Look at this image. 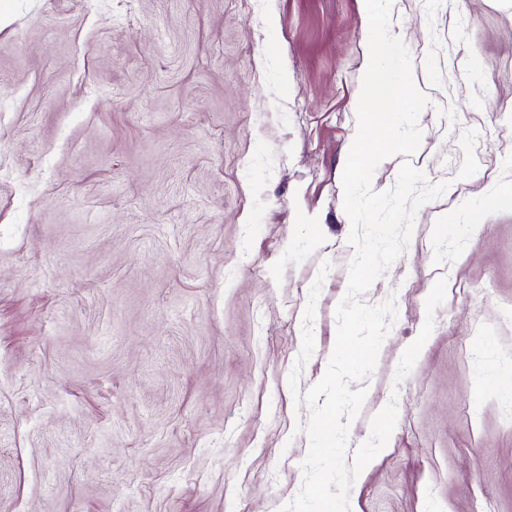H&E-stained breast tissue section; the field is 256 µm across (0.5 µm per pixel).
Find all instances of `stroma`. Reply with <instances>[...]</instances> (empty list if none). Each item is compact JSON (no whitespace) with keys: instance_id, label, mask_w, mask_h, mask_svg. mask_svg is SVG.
<instances>
[{"instance_id":"obj_1","label":"stroma","mask_w":512,"mask_h":512,"mask_svg":"<svg viewBox=\"0 0 512 512\" xmlns=\"http://www.w3.org/2000/svg\"><path fill=\"white\" fill-rule=\"evenodd\" d=\"M390 31L430 105L372 187L448 190L359 296L398 316L347 455L398 418L351 512H512V204L481 207L512 195V0H393ZM368 34L362 0H0V512L297 496Z\"/></svg>"}]
</instances>
